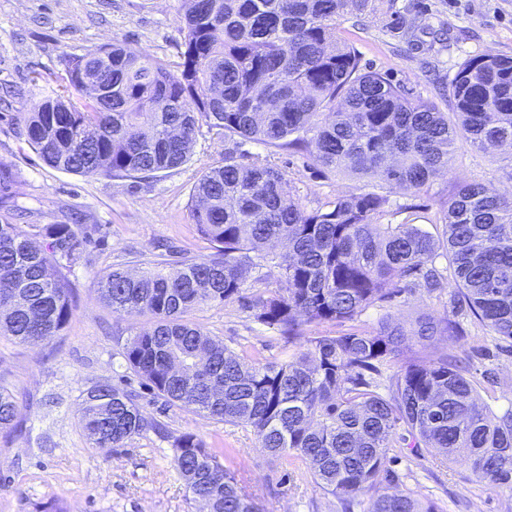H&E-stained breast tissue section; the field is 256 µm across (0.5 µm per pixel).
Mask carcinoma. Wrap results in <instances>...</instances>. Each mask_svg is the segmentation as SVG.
Here are the masks:
<instances>
[{
	"mask_svg": "<svg viewBox=\"0 0 512 512\" xmlns=\"http://www.w3.org/2000/svg\"><path fill=\"white\" fill-rule=\"evenodd\" d=\"M186 2L178 62L116 46L69 56L58 89L24 117L26 140L44 163L86 177L150 179L188 161L202 118L226 137L305 150L369 190L308 213L285 191L281 170L226 152L192 190V221L214 252L100 277L112 311L151 316L123 348L127 366L169 405L252 428L272 455L305 463L324 491L348 503L369 497V512H437L409 494L380 492L399 424L412 447L512 490V408L480 406L479 381L453 352L428 365L403 357L411 336L461 339L456 317L466 313L512 341V198L478 182L458 185L443 203L437 238L410 206L399 207L402 222L379 223L388 191L428 187L448 170L458 140L512 150V58L464 60L448 81V114L365 70L337 36L340 19L390 11L395 0ZM88 69L112 84V107L85 90ZM14 179L0 162V289H10L0 295V337L43 342L72 316L61 269L86 241L70 224L31 232L13 224ZM441 254L454 288L449 316L304 336L307 326L353 320L417 287L437 290ZM259 266L277 271L278 288L256 296L255 319L289 342L306 337L282 363H249L188 319L203 305L242 298ZM18 414L17 397L0 384V431L13 430ZM80 422L105 451L161 430L132 393L109 382L87 394ZM173 448L176 469L207 512H259L220 462L223 452L192 433Z\"/></svg>",
	"mask_w": 512,
	"mask_h": 512,
	"instance_id": "cac0c4a2",
	"label": "carcinoma"
}]
</instances>
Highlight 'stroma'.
<instances>
[{
    "label": "stroma",
    "instance_id": "obj_1",
    "mask_svg": "<svg viewBox=\"0 0 512 512\" xmlns=\"http://www.w3.org/2000/svg\"><path fill=\"white\" fill-rule=\"evenodd\" d=\"M392 15L345 20L338 34L362 56L366 69L404 84L414 98L447 110L444 91L465 59L481 54L512 57V0H395ZM183 0H0V161L15 173L11 201L21 230L42 224L78 223L89 241L68 267L72 317L61 336L38 344L0 337V384L17 396V430L0 432V512H205L192 500L174 463L173 441L189 432L206 447L225 449L224 465L258 502L262 512H367V503L345 508L323 491L301 463L261 448L251 428L217 421L166 404L131 369L124 344L144 316L112 312L100 299L99 276L110 268L135 271L155 260L161 245L188 256L210 245L191 220L192 190L202 172L236 156L266 157L285 176V190L307 211L336 197L361 192L354 176L323 170L304 151L252 141L234 142L203 132L181 167L140 180L86 178L47 166L28 144L24 116L56 87L70 54L104 45L126 46L176 62L184 42ZM39 82H32V75ZM478 181L512 194V151H479L458 141L448 171L416 194L392 191V206H417L421 226L441 236L442 203L459 181ZM276 273L252 270L247 296L196 309L190 319L248 360L280 363L303 346L285 342L256 321L250 296L275 289ZM450 289L416 290L397 304L369 307L358 319L324 324L320 333L375 330L384 315L409 323L443 318ZM469 334L454 343L444 336L411 337L419 359L451 350L469 355L472 374L489 375L481 403L500 412L512 406V354L480 325L463 318ZM132 391L147 417L165 426L104 452L93 448L80 424L87 391L101 381ZM390 494H409L439 512H512V490L470 477L464 465L443 461L423 448H394L386 462Z\"/></svg>",
    "mask_w": 512,
    "mask_h": 512
}]
</instances>
